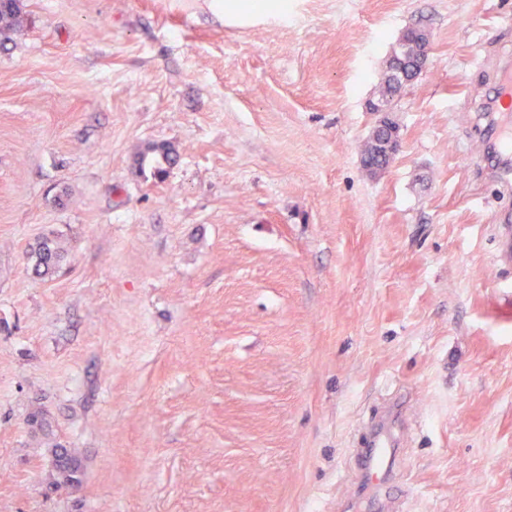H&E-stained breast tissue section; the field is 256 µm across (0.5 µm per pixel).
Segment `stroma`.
I'll use <instances>...</instances> for the list:
<instances>
[{"label":"stroma","instance_id":"35a3bbf8","mask_svg":"<svg viewBox=\"0 0 512 512\" xmlns=\"http://www.w3.org/2000/svg\"><path fill=\"white\" fill-rule=\"evenodd\" d=\"M24 5L0 43V512H345L396 394L405 512H512V196L456 119L512 0ZM412 23L430 67L374 178L365 103ZM285 0H241L236 2H247L240 5H231L224 3V6L222 8H226L227 12L230 14L239 15L236 13V9H240L245 11L246 13L252 14V15H258V14H273V13H280L284 10V3ZM411 35H415V36L420 38V40H421V42L423 44V54H422V56L420 58V64L415 69V71L410 76H408V77L404 76L403 77L402 85L410 83L419 74H421L422 72H424L425 70L428 69V67L430 65V61H431V53L433 51V40H432L431 33L428 30H426V29H422L418 25H411V26L405 27L400 32V34L398 36L397 45H399L402 42H404L406 40V38L411 36ZM172 149L165 144H152L138 153L136 163L139 170L149 168L154 176L164 174L172 157ZM32 269L37 278H52L60 269L64 259V251L57 238L53 235L43 236L31 249Z\"/></svg>","mask_w":512,"mask_h":512}]
</instances>
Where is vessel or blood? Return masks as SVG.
Here are the masks:
<instances>
[{
  "instance_id": "b4317fda",
  "label": "vessel or blood",
  "mask_w": 512,
  "mask_h": 512,
  "mask_svg": "<svg viewBox=\"0 0 512 512\" xmlns=\"http://www.w3.org/2000/svg\"><path fill=\"white\" fill-rule=\"evenodd\" d=\"M482 82L470 93L468 123L475 135L470 156L482 177L503 193L512 192V125L501 115L512 106V48L492 41L481 46ZM402 444V431L394 410H386L367 424L356 457L357 496L380 501L379 512H392L389 490L394 482V457Z\"/></svg>"
}]
</instances>
